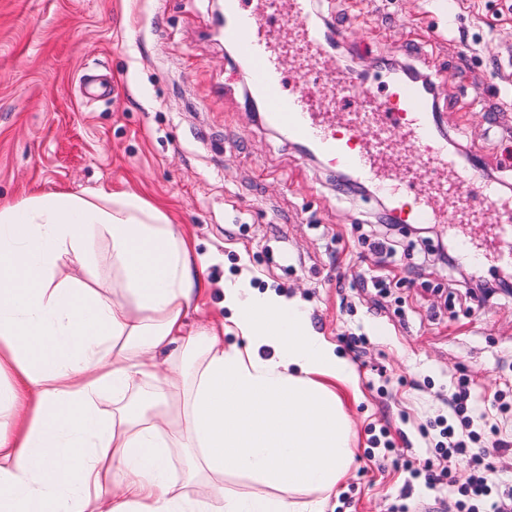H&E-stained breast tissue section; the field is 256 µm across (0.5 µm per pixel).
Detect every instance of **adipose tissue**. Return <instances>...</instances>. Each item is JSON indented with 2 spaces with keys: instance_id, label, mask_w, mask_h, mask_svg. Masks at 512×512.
<instances>
[{
  "instance_id": "obj_1",
  "label": "adipose tissue",
  "mask_w": 512,
  "mask_h": 512,
  "mask_svg": "<svg viewBox=\"0 0 512 512\" xmlns=\"http://www.w3.org/2000/svg\"><path fill=\"white\" fill-rule=\"evenodd\" d=\"M97 240L108 296L70 273L96 261ZM221 261L132 191L0 207V410L13 417L0 512H321L352 458L335 386L356 389L354 368L303 302L246 275L222 299L243 345L225 344L220 321L186 332ZM175 448L194 497L178 490ZM234 475L267 490L237 495Z\"/></svg>"
}]
</instances>
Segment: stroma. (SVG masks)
Masks as SVG:
<instances>
[{"label":"stroma","instance_id":"stroma-1","mask_svg":"<svg viewBox=\"0 0 512 512\" xmlns=\"http://www.w3.org/2000/svg\"><path fill=\"white\" fill-rule=\"evenodd\" d=\"M340 25L361 71L388 58L432 71L444 132L490 178L512 182V0H315ZM212 0H0V206L53 192L134 191L162 204L199 253L218 251L204 312L223 318L219 284L248 271L258 290L300 297L313 329L356 368L341 390L355 457L324 512H448L447 481L416 485L460 379L512 401V296L489 299L439 258L442 237L374 222L376 197L342 196L339 173L256 121ZM104 74L96 98L85 75ZM394 271L387 296L366 278ZM365 336L359 348L349 334ZM498 433H491V426ZM473 430L512 488V418L480 407ZM389 434L399 460L366 458Z\"/></svg>","mask_w":512,"mask_h":512}]
</instances>
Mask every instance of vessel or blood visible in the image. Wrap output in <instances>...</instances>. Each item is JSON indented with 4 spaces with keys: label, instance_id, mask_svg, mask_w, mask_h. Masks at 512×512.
Returning a JSON list of instances; mask_svg holds the SVG:
<instances>
[{
    "label": "vessel or blood",
    "instance_id": "obj_1",
    "mask_svg": "<svg viewBox=\"0 0 512 512\" xmlns=\"http://www.w3.org/2000/svg\"><path fill=\"white\" fill-rule=\"evenodd\" d=\"M292 36L308 53L306 70L287 79L282 47L273 38L270 19L276 0H224V25L217 38L230 45L243 62L242 81L247 98L258 106L265 126L285 131L292 144L328 161L358 184L369 185L386 198L400 224H462L472 217L464 197L479 194L486 208L484 223L502 241L512 240V200L485 178L480 162H459L441 135L433 98L417 79L392 75L375 66L370 73L336 69L338 99L355 104L342 115L323 112L312 103L322 81L324 62L343 30L327 31L317 23L309 0H288ZM401 138L399 154L387 147ZM423 167L430 181L412 188L398 177L396 165Z\"/></svg>",
    "mask_w": 512,
    "mask_h": 512
}]
</instances>
